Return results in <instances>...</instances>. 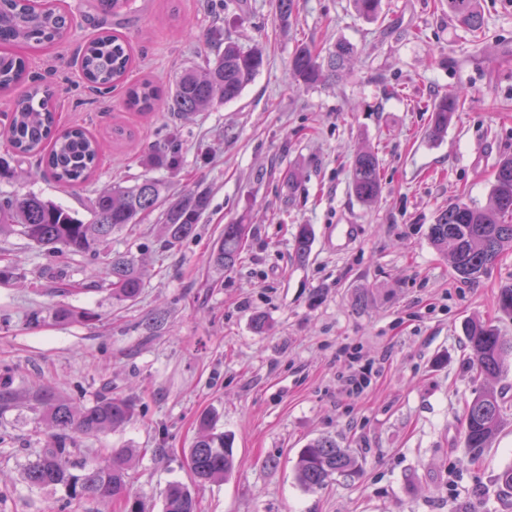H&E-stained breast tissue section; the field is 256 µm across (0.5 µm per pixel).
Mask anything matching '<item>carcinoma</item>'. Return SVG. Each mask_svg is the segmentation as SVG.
Segmentation results:
<instances>
[{
	"mask_svg": "<svg viewBox=\"0 0 512 512\" xmlns=\"http://www.w3.org/2000/svg\"><path fill=\"white\" fill-rule=\"evenodd\" d=\"M358 14L377 19L381 0H353ZM99 11L121 17L130 10V0H97ZM448 14L473 31L484 20L480 0H448ZM68 35L65 17L51 0H0V93L9 94L23 86L12 99L5 126L8 156L0 157V178L11 173L16 156H34L45 164L51 178L62 185L85 183L97 169L102 146L86 128L58 126L54 90L29 78L26 59L18 47L48 46ZM357 57L354 46L338 41L318 49L307 44L295 51L291 60L293 77L306 85L333 80L350 68ZM131 64V53L122 38L110 31L85 44L79 55L83 78L90 90L104 93L123 83ZM265 64L262 48L244 47L232 40L214 46V57L201 66L185 69L165 96L149 80L127 88V105L142 114L164 105L182 117L203 112L216 103L237 98ZM465 91L441 97L431 104L428 131L441 136L448 131ZM352 191L364 204L376 203L382 193L380 161L377 153L364 149L349 166ZM209 207L203 190L179 196L163 194L159 181L146 178L133 186L116 185L99 194L88 221L70 210L46 201L39 195L0 194V236L17 234L52 259L60 254L78 255L100 261L99 287L119 302L136 300L144 288L139 261L128 253L111 252L112 233L132 228L149 213L160 210L165 246L174 247L196 235L201 216ZM247 233L245 224L224 225V235L211 259L230 269L238 262ZM310 225H300L295 236V258L303 261L311 247ZM432 245L448 257L454 274L476 279L487 273L497 259L512 251V156L498 162L489 202L481 208L457 202L439 213L431 225ZM498 309L512 315V283L500 287ZM471 367L487 386L463 410L461 424L467 461L479 462L484 449L499 435L512 401L494 383L504 373L505 346L491 322L471 319L466 325ZM10 370L0 371V411L26 404L43 412L51 433L35 461L24 469L25 482L39 489H61L70 501L98 500L106 503L130 500L127 468L131 448H110L106 460L76 464L73 461L75 437L94 438L125 426L134 416V405L126 399L108 396L91 406H83L50 388L42 389L25 401L11 386ZM234 438L218 429L216 415L208 412L199 421V431L188 449V465L195 483L228 480L234 471ZM298 483L307 491L324 488L335 475L352 477L359 471V460L349 448H342L332 436L310 439L295 461ZM196 500L187 485L171 482L164 495L163 512H196Z\"/></svg>",
	"mask_w": 512,
	"mask_h": 512,
	"instance_id": "obj_1",
	"label": "carcinoma"
}]
</instances>
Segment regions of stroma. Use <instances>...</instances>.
Wrapping results in <instances>:
<instances>
[{
	"label": "stroma",
	"mask_w": 512,
	"mask_h": 512,
	"mask_svg": "<svg viewBox=\"0 0 512 512\" xmlns=\"http://www.w3.org/2000/svg\"><path fill=\"white\" fill-rule=\"evenodd\" d=\"M59 2L69 34L27 52L29 72L52 84L62 126L103 142L100 165L86 185L64 187L36 159H18L0 193L33 191L86 219L99 193L149 177L170 195L207 188L210 205L197 236L171 249L155 212L113 234L112 251L143 263L133 302L96 290L98 262L50 260L23 237H0V266L17 271L0 279V368H10L13 387H49L87 405L106 393L133 398L128 425L75 445L89 461L104 448L134 449L130 494L149 512H162L175 480L192 486L198 512H512L498 482L512 464V417L473 466L461 427L465 403L484 386L468 364L465 324L491 321L512 340V317L496 305L512 283V252L462 281L429 239L448 205H487L496 165L512 155V0H480L478 32L450 17L446 0H381L376 21L352 0H296L287 23L275 0H133L118 19L102 18L95 0ZM104 27L131 44L134 64L125 85L98 94L79 54ZM219 33L265 51L238 98L187 119L127 109L126 84L146 78L169 92ZM339 39L358 50L351 73L314 86L292 79L298 45ZM461 89L467 99L447 134L429 138L426 104ZM116 123L130 139L113 141ZM173 147L177 167L147 164ZM363 148L380 159L383 191L371 206L349 186V162ZM233 223L247 225V239L224 269L210 256ZM301 224L312 231L302 262ZM340 224L354 227L342 247ZM60 306L74 320L56 322ZM259 315L266 331L254 328ZM353 366L370 384L351 394ZM212 411L234 437L236 469L197 486L185 456L200 414ZM48 435L37 412L0 413V512H124L26 484L23 470ZM321 435L353 449L361 470L308 492L294 464Z\"/></svg>",
	"instance_id": "stroma-1"
}]
</instances>
